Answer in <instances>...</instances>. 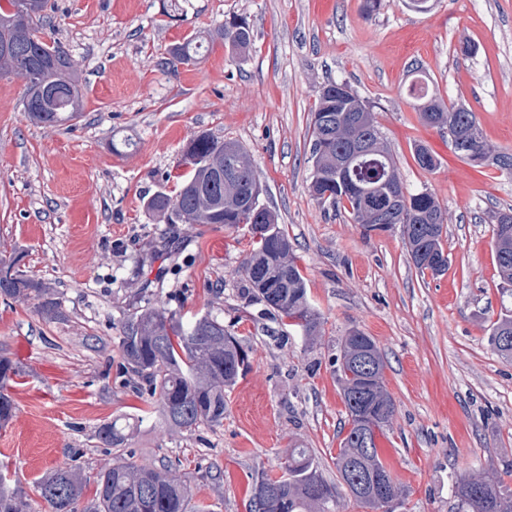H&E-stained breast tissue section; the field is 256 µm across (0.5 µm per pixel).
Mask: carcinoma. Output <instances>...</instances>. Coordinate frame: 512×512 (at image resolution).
<instances>
[{
	"label": "carcinoma",
	"instance_id": "cac0c4a2",
	"mask_svg": "<svg viewBox=\"0 0 512 512\" xmlns=\"http://www.w3.org/2000/svg\"><path fill=\"white\" fill-rule=\"evenodd\" d=\"M0 4V76L13 74L25 83L23 98L26 117L37 124L55 127L79 117L81 89L79 75L65 48L40 36V24L48 0H40L36 13L26 11L25 0H4ZM235 53L252 41V29L245 17L235 18L209 34ZM202 42L188 37L173 44L165 64L175 71L196 60ZM340 84L323 87L312 117L311 176L309 190L314 197L334 206L344 205L353 221L366 233L385 232L402 226L408 256L421 273L441 275L448 268L443 248L445 217L434 196L412 193L402 181L391 151L383 141L370 107L353 93L339 90ZM420 119L448 132L454 149L469 129L479 128L476 115L463 104H447L428 94L417 82L409 86ZM363 117L361 126L351 129L346 119ZM372 147L348 174L340 177V161L358 143ZM415 161L424 170L438 165L425 146L415 149ZM188 170L179 175L181 186L174 196L157 192L146 208L169 224H222L227 228L248 226L251 250L243 262L248 293L262 303L275 319L312 339L319 335L321 317L310 304L306 279L292 256L288 234L262 200L263 188L245 148L236 141L219 140L207 133L192 138L184 149ZM378 185V194L364 199L349 183ZM497 265L507 287L501 294L512 297V209L501 212L493 225ZM21 255L0 260V296L13 300L36 299L37 311L47 317L58 313L59 303L49 286L16 268ZM512 316L506 315L490 328L489 341L496 354L512 362ZM372 348L376 365L363 369L359 350ZM121 350L131 378L148 385L150 397L166 424L191 433L201 426L224 422L226 392L234 387L248 358L238 336L217 318L206 313L183 322L164 308L147 306L136 311L124 324ZM341 385L348 430L336 455L338 482L319 473L315 455L308 448H290L288 468L272 478L260 472L250 485L249 512H336L341 494L362 509L387 512L386 499L363 498L356 477L373 475L385 484L398 504L404 492L379 457L376 438L367 453L359 451L364 426L378 421L376 432L389 428L395 404L384 388L383 355L374 339L360 330L343 337L334 364ZM19 375L18 365L0 356V425L14 417L16 406L8 393ZM98 439L108 447L128 441L125 427L114 420L99 428ZM93 497H86L89 485ZM30 496L11 484L0 472V512H211L210 506L190 507L191 490L170 465L156 467L128 459L87 475L78 467L55 469L42 476ZM455 496L462 512H512V493L500 481L481 474H463L455 482Z\"/></svg>",
	"mask_w": 512,
	"mask_h": 512
}]
</instances>
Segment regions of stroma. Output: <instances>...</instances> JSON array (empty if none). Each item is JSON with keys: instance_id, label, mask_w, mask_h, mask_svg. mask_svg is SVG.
Returning a JSON list of instances; mask_svg holds the SVG:
<instances>
[{"instance_id": "1", "label": "stroma", "mask_w": 512, "mask_h": 512, "mask_svg": "<svg viewBox=\"0 0 512 512\" xmlns=\"http://www.w3.org/2000/svg\"><path fill=\"white\" fill-rule=\"evenodd\" d=\"M41 32L81 78L71 126L30 122L24 83L0 77V259L50 286L57 316L0 297V355L17 360V410L0 428V470L31 491L51 470L92 473L117 457L171 464L192 500L247 512L253 474L276 475L288 448L312 449L335 481L346 410L333 360L347 332L372 336L396 412L377 438L405 497L397 512H459L457 477L478 472L512 488V363L488 343L502 295L492 227L512 209V172L477 166L425 125L408 94L415 75L475 112L490 153L512 151V0H186L179 21L161 0H51ZM247 17L253 44L223 42L170 71V45ZM374 112L405 186L434 195L446 217L444 274H420L401 229L365 233L309 191L312 113L328 83ZM239 141L265 203L285 229L322 317L306 341L244 292L247 227L168 224L145 200L179 189L195 135ZM131 138L136 146L114 151ZM439 160L421 169L415 145ZM182 319L210 313L242 337L248 365L226 396L224 422L168 428L124 372L122 326L146 304ZM120 418L126 446L97 438Z\"/></svg>"}]
</instances>
